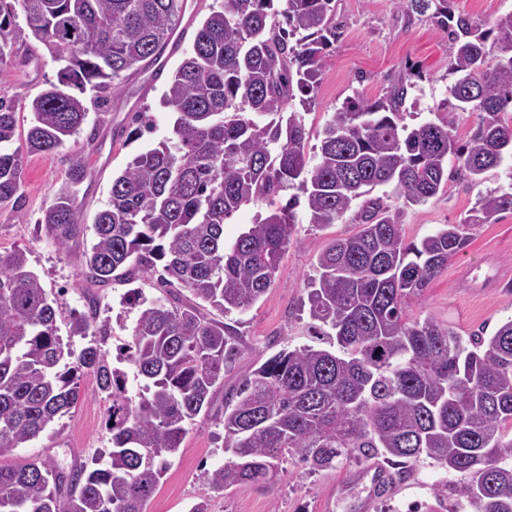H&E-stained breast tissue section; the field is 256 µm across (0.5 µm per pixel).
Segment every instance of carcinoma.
Listing matches in <instances>:
<instances>
[{
    "label": "carcinoma",
    "instance_id": "carcinoma-1",
    "mask_svg": "<svg viewBox=\"0 0 512 512\" xmlns=\"http://www.w3.org/2000/svg\"><path fill=\"white\" fill-rule=\"evenodd\" d=\"M332 2L211 7L162 96L176 114L171 136L112 178L95 242L82 254L87 278L105 287L155 274L173 300L149 302L130 289L138 314L124 360L143 381L139 400L102 349L111 327L97 320L95 302L68 316V337L90 338L77 353L59 335V307L26 252L0 255V457L68 414L84 374L112 401L108 466L67 473L51 457L1 466L0 512H144L187 425L210 416L224 369L242 353L240 337L214 313L246 312L271 288L293 243L296 207L325 226L360 198L362 229L325 248L306 283L310 329L336 349L282 350L225 394L217 421L230 460L206 473L208 484L219 493L266 483L288 460L316 472L382 456L405 474L426 457L451 475L438 495L465 500L473 512H512V461L501 456L512 449V319L487 337L464 338L406 314L467 246L470 227L512 210V184L418 243L406 241L400 211L371 196L391 186L405 205L422 204L448 181V160L478 182L512 158V122L502 117L512 107V12L496 21L489 60L484 34L448 0H405L413 10L434 9L456 46L444 110L485 113L465 142L447 118L404 124L401 81L382 100L347 98L317 132L311 156L304 113L338 37ZM186 5L0 0V79L3 60L15 68L36 57L31 37L60 64L57 82L27 103L0 95V209H21L27 157L64 146L82 130L88 105L112 102L128 71L157 62ZM19 107L33 118L23 146L12 149ZM89 173V160L74 157L38 220L64 251L83 234L75 187ZM291 189L297 193L275 206ZM264 201L271 209L225 242V221Z\"/></svg>",
    "mask_w": 512,
    "mask_h": 512
}]
</instances>
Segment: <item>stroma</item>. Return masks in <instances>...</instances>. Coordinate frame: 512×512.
I'll return each mask as SVG.
<instances>
[{
  "instance_id": "obj_1",
  "label": "stroma",
  "mask_w": 512,
  "mask_h": 512,
  "mask_svg": "<svg viewBox=\"0 0 512 512\" xmlns=\"http://www.w3.org/2000/svg\"><path fill=\"white\" fill-rule=\"evenodd\" d=\"M452 6L471 17L488 40L487 53L495 54V21L512 12V0H452ZM336 24L339 36L321 75L316 102L306 116L310 132H317L345 98L357 94L373 101L400 82L408 85L406 124L415 126L436 118L453 81L448 61L454 46L447 33L435 25L431 13L416 12L397 0H336ZM191 49V40H184L169 59L163 77L153 79L148 70L131 76L112 105L90 109L79 135L53 154L29 157L22 173L20 214L0 212V253L26 249L31 268L47 292L56 296L62 316L85 311L87 298L98 297L100 315L112 325L104 345L110 353L116 344L131 340L136 311L123 299L126 285L97 288L83 278L81 258L93 242L92 232H85L64 252L37 221L56 189L66 182L73 157L85 155L91 170L76 202L86 223H93L109 202L113 176L135 155L169 136L174 115L162 106L161 98L170 75ZM35 51L37 60L7 71L0 89L19 100L30 99L46 83L56 81L57 64L51 62L43 45H36ZM138 111L146 113L151 130L142 137L125 139L123 131ZM511 181L510 159L488 170L476 184L449 175L438 195L405 208L406 240L417 242L442 225L458 223L478 209L484 195ZM359 210V205H352L336 223L316 226L310 224L304 209H297L296 240L289 246L273 286L249 311L226 317L246 349L225 372V386H232L282 349L315 344L302 308L307 299L305 283L322 250L334 240L358 233ZM509 281L512 211H505L495 223L472 228L467 247L449 261L423 296L409 305L407 316L412 320L432 318L464 336L482 328L494 329L512 318V290L505 287ZM80 387L82 399L73 413L13 455L0 457V466L44 456L54 457L67 469L95 458L107 463L111 443L105 418L110 401L93 374H84ZM226 460L223 427L213 419L198 417L146 512H189L192 504L203 499L209 502V512H362V501L370 493L375 496L373 512H406L407 504L414 501L422 503L421 512H459L454 499H436L435 489L444 473L427 459L420 460L403 478H391L377 488L358 481L357 474L369 465L384 468L380 457L368 462L348 460L335 469L313 473L285 462L271 483L213 492L206 473Z\"/></svg>"
}]
</instances>
